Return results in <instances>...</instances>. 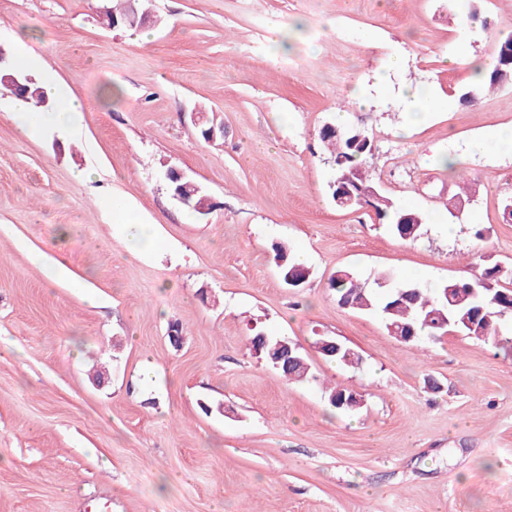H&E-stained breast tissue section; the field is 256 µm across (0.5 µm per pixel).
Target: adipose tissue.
<instances>
[{"instance_id": "obj_1", "label": "adipose tissue", "mask_w": 512, "mask_h": 512, "mask_svg": "<svg viewBox=\"0 0 512 512\" xmlns=\"http://www.w3.org/2000/svg\"><path fill=\"white\" fill-rule=\"evenodd\" d=\"M40 81L47 99L54 105L53 110L47 112L31 102L18 99L11 112L18 130L30 138L51 127L60 131L72 129L83 112L82 103L69 95L51 73H43Z\"/></svg>"}]
</instances>
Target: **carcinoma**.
Here are the masks:
<instances>
[{
	"instance_id": "obj_1",
	"label": "carcinoma",
	"mask_w": 512,
	"mask_h": 512,
	"mask_svg": "<svg viewBox=\"0 0 512 512\" xmlns=\"http://www.w3.org/2000/svg\"><path fill=\"white\" fill-rule=\"evenodd\" d=\"M135 4L137 0H120L116 5H109V10L103 13L107 26L129 15ZM509 83H512V64L505 66L497 59L488 67L483 80L466 85L460 94L480 99L488 90ZM339 129L338 136L320 137L334 171L350 173L359 186L379 192L382 200L374 202V209L378 217L386 220L395 238L417 239L427 216L397 205L371 177L372 143L365 142L371 138L370 133L359 126L341 125ZM506 279H512V270L497 263L484 264L470 278H452L435 288L400 281L385 272L376 280L378 290L373 291L358 283L350 270L338 269L330 280V287L336 291L338 302L349 301L354 310L379 314L386 330L395 338L413 331L430 339L447 333L477 338L497 335L499 321L512 315V288L502 286ZM329 399L338 410L357 411L362 407V396L346 389L331 391Z\"/></svg>"
}]
</instances>
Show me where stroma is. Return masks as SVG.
Listing matches in <instances>:
<instances>
[{
	"mask_svg": "<svg viewBox=\"0 0 512 512\" xmlns=\"http://www.w3.org/2000/svg\"><path fill=\"white\" fill-rule=\"evenodd\" d=\"M149 7L142 29H112L97 0H0V44L26 45L84 105L79 136L28 138L0 93V512H512V348L458 333L399 342L329 285L340 268L429 287L481 261L512 268V153L474 146L484 127L512 128V86L461 102L470 73L452 62L489 59L512 0ZM389 54L405 63L378 79ZM422 84L438 107L411 129L401 98ZM341 111L373 135L386 194L432 216L417 239L326 195L319 132ZM196 112L223 135L203 139ZM171 167L209 214L173 198ZM77 169L90 180L76 184ZM113 196L155 224L160 248L129 254ZM450 200L460 223H438ZM280 242L304 256L298 287ZM57 260L82 287L56 281ZM259 332L296 345L314 380L256 358ZM324 339L359 364L325 358ZM333 387L362 409L331 406ZM274 251L275 258L285 262L283 268L287 269L288 271L294 268L289 273L287 272L286 279L288 283L298 286L308 279L309 270L305 267L295 268V266H303V264L290 258L287 254V249L285 246L281 244L275 245Z\"/></svg>",
	"mask_w": 512,
	"mask_h": 512,
	"instance_id": "stroma-1",
	"label": "stroma"
}]
</instances>
